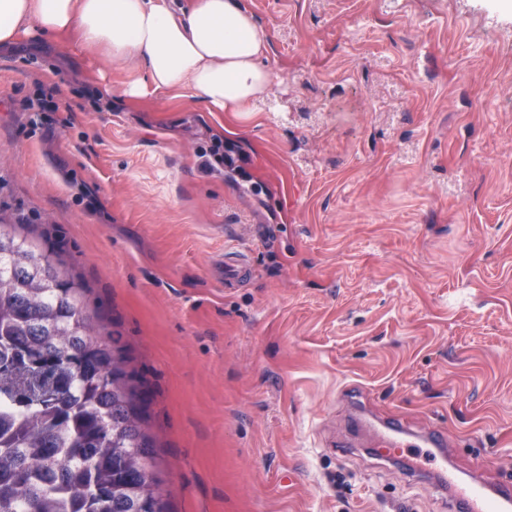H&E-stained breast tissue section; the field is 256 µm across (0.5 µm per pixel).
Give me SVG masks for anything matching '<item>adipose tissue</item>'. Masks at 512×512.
Here are the masks:
<instances>
[{"instance_id": "adipose-tissue-1", "label": "adipose tissue", "mask_w": 512, "mask_h": 512, "mask_svg": "<svg viewBox=\"0 0 512 512\" xmlns=\"http://www.w3.org/2000/svg\"><path fill=\"white\" fill-rule=\"evenodd\" d=\"M46 37L101 70L123 66L130 101L163 94L251 112L273 85L268 40L243 0H0V48Z\"/></svg>"}]
</instances>
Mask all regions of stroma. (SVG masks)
Returning a JSON list of instances; mask_svg holds the SVG:
<instances>
[{"label":"stroma","instance_id":"1","mask_svg":"<svg viewBox=\"0 0 512 512\" xmlns=\"http://www.w3.org/2000/svg\"><path fill=\"white\" fill-rule=\"evenodd\" d=\"M245 4L274 85L235 117L1 50L0 218L126 348L169 512H448L354 395L512 484V0Z\"/></svg>","mask_w":512,"mask_h":512}]
</instances>
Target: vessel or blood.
Here are the masks:
<instances>
[{"label":"vessel or blood","mask_w":512,"mask_h":512,"mask_svg":"<svg viewBox=\"0 0 512 512\" xmlns=\"http://www.w3.org/2000/svg\"><path fill=\"white\" fill-rule=\"evenodd\" d=\"M447 444L446 433L421 434L394 420L381 423L374 454L391 465L407 464L410 475L429 476L452 512H512V487L489 485L475 476L459 481L448 466Z\"/></svg>","instance_id":"1"}]
</instances>
